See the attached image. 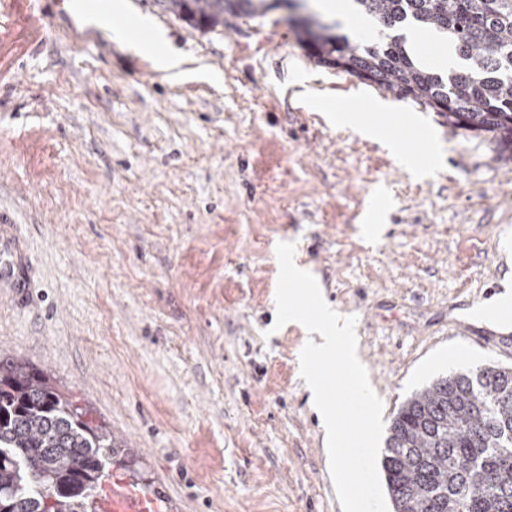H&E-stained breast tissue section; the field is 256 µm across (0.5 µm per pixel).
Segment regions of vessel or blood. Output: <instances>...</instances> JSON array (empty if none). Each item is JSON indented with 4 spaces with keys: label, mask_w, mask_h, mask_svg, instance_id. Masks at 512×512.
<instances>
[{
    "label": "vessel or blood",
    "mask_w": 512,
    "mask_h": 512,
    "mask_svg": "<svg viewBox=\"0 0 512 512\" xmlns=\"http://www.w3.org/2000/svg\"><path fill=\"white\" fill-rule=\"evenodd\" d=\"M33 276L28 244L15 224L12 213L0 211V292L22 301ZM104 512H157L148 493H140L126 485L112 487L111 497L103 504Z\"/></svg>",
    "instance_id": "vessel-or-blood-1"
}]
</instances>
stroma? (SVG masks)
<instances>
[{
  "mask_svg": "<svg viewBox=\"0 0 512 512\" xmlns=\"http://www.w3.org/2000/svg\"><path fill=\"white\" fill-rule=\"evenodd\" d=\"M147 16L173 78L88 26ZM279 6L208 30L153 0H0V209L36 268L0 294V362L47 374L169 512H342L275 328L278 243L339 313L391 421L449 371L512 366L475 316L512 288V157L417 103L317 65ZM346 106L353 124L337 121ZM415 138L413 166L390 138Z\"/></svg>",
  "mask_w": 512,
  "mask_h": 512,
  "instance_id": "stroma-1",
  "label": "stroma"
}]
</instances>
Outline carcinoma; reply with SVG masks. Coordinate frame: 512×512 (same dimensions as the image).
Masks as SVG:
<instances>
[{"mask_svg":"<svg viewBox=\"0 0 512 512\" xmlns=\"http://www.w3.org/2000/svg\"><path fill=\"white\" fill-rule=\"evenodd\" d=\"M208 28L264 16L269 0H156ZM378 34L352 42L308 14L290 20L307 55L342 68L512 154V0H355ZM448 34L461 66L416 63L403 30ZM112 435L40 370L0 362V512H97ZM381 467L393 512H512V366L441 376L393 416Z\"/></svg>","mask_w":512,"mask_h":512,"instance_id":"1","label":"carcinoma"}]
</instances>
